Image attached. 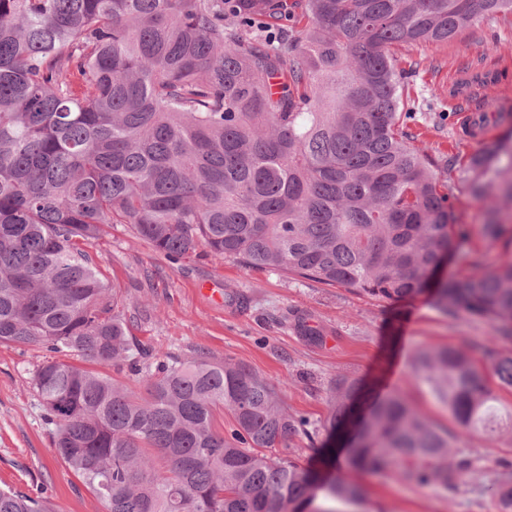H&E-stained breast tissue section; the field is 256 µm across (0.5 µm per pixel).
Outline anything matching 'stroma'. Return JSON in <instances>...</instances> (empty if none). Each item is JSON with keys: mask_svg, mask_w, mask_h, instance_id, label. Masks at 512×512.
I'll return each mask as SVG.
<instances>
[{"mask_svg": "<svg viewBox=\"0 0 512 512\" xmlns=\"http://www.w3.org/2000/svg\"><path fill=\"white\" fill-rule=\"evenodd\" d=\"M397 56L409 72L411 131L438 163L447 164L459 223L477 224L481 204L463 188L458 169L479 141L467 133L452 85L459 72L483 75L487 128L497 137L512 127V21L480 18L452 41L403 47ZM87 251L124 297L130 331L154 359L202 353L243 365L281 391L289 411L316 430L312 438L291 442L298 462L313 468L320 467L328 444L324 422L334 380H355L378 391L391 367L400 365L396 391L450 429L447 408L413 375L415 354L426 346L477 343L491 331L485 321L443 315L425 295L381 301L203 253L170 260L135 239L125 224L107 229ZM45 357L36 347L0 344V487L43 495L56 512H106L53 451L54 427L31 383ZM485 446L481 435L460 434L459 449L474 471L454 490L363 475L365 500L348 512H497L491 487L504 464L512 465V444H500L492 460Z\"/></svg>", "mask_w": 512, "mask_h": 512, "instance_id": "1", "label": "stroma"}]
</instances>
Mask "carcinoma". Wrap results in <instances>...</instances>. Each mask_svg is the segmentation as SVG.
I'll list each match as a JSON object with an SVG mask.
<instances>
[{"mask_svg":"<svg viewBox=\"0 0 512 512\" xmlns=\"http://www.w3.org/2000/svg\"><path fill=\"white\" fill-rule=\"evenodd\" d=\"M512 0H0V343L49 356L32 385L54 451L107 512H337L352 479L301 465L311 437L279 391L203 356L150 362L84 245L128 224L160 254L203 249L379 300L428 294L512 341V130L459 179L482 202L491 269L435 278L471 236L447 172L404 123L392 48L446 43ZM418 349L416 376L463 429L512 434V354ZM100 367L129 364L141 394ZM324 428L356 473L448 488L469 475L456 436L404 396L330 388ZM228 417V434L216 428ZM512 512V472L493 488ZM0 512H54L0 489Z\"/></svg>","mask_w":512,"mask_h":512,"instance_id":"carcinoma-1","label":"carcinoma"}]
</instances>
